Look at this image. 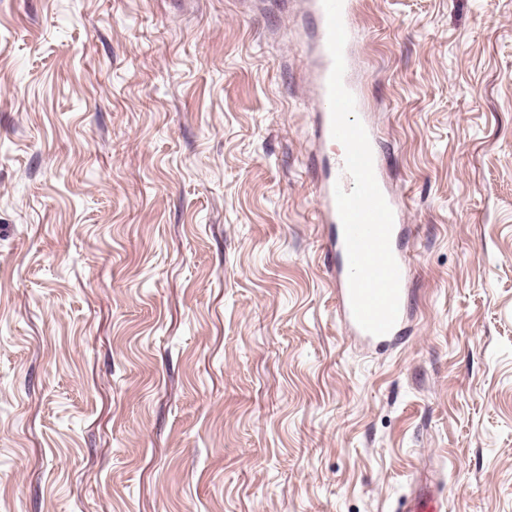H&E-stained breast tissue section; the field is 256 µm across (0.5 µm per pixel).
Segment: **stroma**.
I'll list each match as a JSON object with an SVG mask.
<instances>
[{"mask_svg": "<svg viewBox=\"0 0 512 512\" xmlns=\"http://www.w3.org/2000/svg\"><path fill=\"white\" fill-rule=\"evenodd\" d=\"M410 229L340 320L303 0H0V512H512V0H360Z\"/></svg>", "mask_w": 512, "mask_h": 512, "instance_id": "obj_1", "label": "stroma"}]
</instances>
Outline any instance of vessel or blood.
Segmentation results:
<instances>
[{
    "instance_id": "obj_1",
    "label": "vessel or blood",
    "mask_w": 512,
    "mask_h": 512,
    "mask_svg": "<svg viewBox=\"0 0 512 512\" xmlns=\"http://www.w3.org/2000/svg\"><path fill=\"white\" fill-rule=\"evenodd\" d=\"M310 23L313 32L315 46V90L320 106L315 137L322 145L323 150L317 156V177L321 186L318 196L317 210L321 221L328 226L327 251L331 257L330 274L336 287L339 298V307L346 328L354 336L367 342L382 340L390 342L401 336L407 319L408 306L400 304L399 316L394 327L382 337L363 330L356 322L350 301L349 291V263L344 242L342 223L337 211L335 193L336 187L352 190L354 183L346 173L344 153L330 152L329 146L334 139L331 135V115L328 100V78L332 70V58L327 47V17L322 0H308ZM356 0H343L342 19L347 32V41L344 47L345 72L343 83L348 91L355 95L356 115L359 120L365 121L370 144L373 146V168L377 183L382 194L390 206L394 223L391 234V249L400 270V285L408 287L410 282L409 262L404 253V240L408 233V227L403 222V209L392 186L386 179V161L381 149H379V132L373 124L367 123L366 108L363 99L359 97V85L355 77L357 60L354 47L359 42L361 31L355 22Z\"/></svg>"
}]
</instances>
